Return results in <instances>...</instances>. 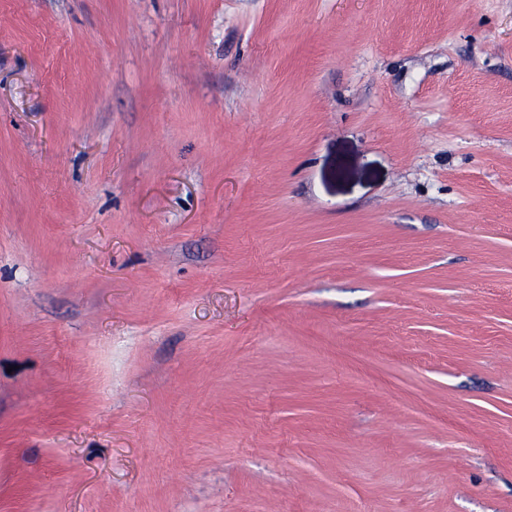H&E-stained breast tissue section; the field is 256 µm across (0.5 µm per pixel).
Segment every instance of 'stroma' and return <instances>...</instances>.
I'll use <instances>...</instances> for the list:
<instances>
[{"mask_svg": "<svg viewBox=\"0 0 512 512\" xmlns=\"http://www.w3.org/2000/svg\"><path fill=\"white\" fill-rule=\"evenodd\" d=\"M0 512H512V0H0Z\"/></svg>", "mask_w": 512, "mask_h": 512, "instance_id": "35a3bbf8", "label": "stroma"}]
</instances>
